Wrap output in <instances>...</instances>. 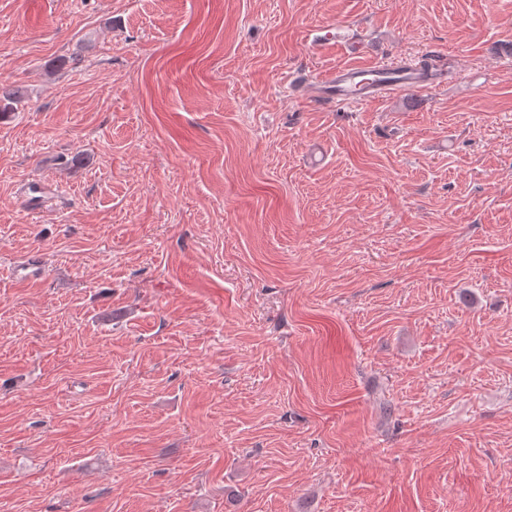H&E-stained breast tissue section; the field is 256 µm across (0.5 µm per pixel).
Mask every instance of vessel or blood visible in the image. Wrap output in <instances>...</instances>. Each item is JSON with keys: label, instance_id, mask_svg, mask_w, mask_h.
<instances>
[{"label": "vessel or blood", "instance_id": "obj_1", "mask_svg": "<svg viewBox=\"0 0 512 512\" xmlns=\"http://www.w3.org/2000/svg\"><path fill=\"white\" fill-rule=\"evenodd\" d=\"M428 71L402 70L389 64L351 63L316 76L309 85L311 101L331 106L369 101L389 93L419 92L453 84L448 63L437 53H429Z\"/></svg>", "mask_w": 512, "mask_h": 512}]
</instances>
